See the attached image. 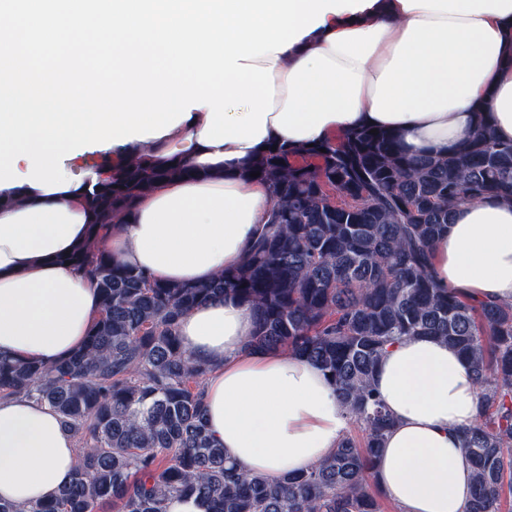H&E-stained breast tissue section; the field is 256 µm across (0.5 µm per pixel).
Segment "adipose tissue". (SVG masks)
<instances>
[{
  "label": "adipose tissue",
  "instance_id": "ef3b65f1",
  "mask_svg": "<svg viewBox=\"0 0 512 512\" xmlns=\"http://www.w3.org/2000/svg\"><path fill=\"white\" fill-rule=\"evenodd\" d=\"M256 66L273 70L274 111L260 143H202L207 108L168 134L102 150L106 167L78 187L49 193L0 189V355L53 364L79 349L101 308L84 273L64 259L96 216L87 192L129 151L193 178L157 184L103 241L120 262L170 282H197L237 265L264 226L272 194L240 167L276 142L312 143L360 127L399 133L417 157L468 137L488 116L512 142V0H376L326 13L323 25ZM436 283L474 303L512 304V203L465 200L433 244ZM253 319L233 297L188 311L180 334L210 365L204 403L212 437L230 462L278 481L320 463L351 420L332 381L306 359L248 349ZM394 419L376 483L401 512H465L473 467L461 434L479 414L466 361L432 337L404 338L372 380ZM78 450L47 406L0 398V498L48 499L69 481Z\"/></svg>",
  "mask_w": 512,
  "mask_h": 512
}]
</instances>
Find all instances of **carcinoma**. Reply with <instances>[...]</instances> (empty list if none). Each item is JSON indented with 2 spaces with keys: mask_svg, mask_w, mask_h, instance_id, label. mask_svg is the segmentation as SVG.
<instances>
[{
  "mask_svg": "<svg viewBox=\"0 0 512 512\" xmlns=\"http://www.w3.org/2000/svg\"><path fill=\"white\" fill-rule=\"evenodd\" d=\"M253 172L272 187L270 230L240 264L194 284L156 280L101 247L136 199L192 176L190 164L159 167L134 152L89 194L99 223L67 258L102 299L84 346L49 367L0 356V397L48 406L83 451L55 498L24 510L0 499V512H166L173 496L198 497L207 512H382L373 472L394 420L372 376L407 336L446 341L480 390L463 433L474 468L467 512L512 503V305L474 304L431 274L432 244L458 202H512V143L484 117L467 139L413 158L397 133L361 127L311 147L278 144L241 176ZM228 295L253 317L249 346L304 357L333 380L362 441L346 436L276 483L224 457L204 407L210 367L191 359L179 323Z\"/></svg>",
  "mask_w": 512,
  "mask_h": 512,
  "instance_id": "carcinoma-1",
  "label": "carcinoma"
}]
</instances>
